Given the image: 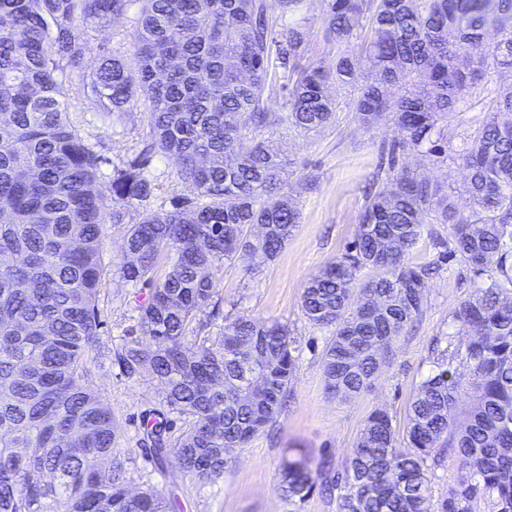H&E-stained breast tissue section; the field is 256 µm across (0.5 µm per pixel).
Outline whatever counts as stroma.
Instances as JSON below:
<instances>
[{
  "mask_svg": "<svg viewBox=\"0 0 512 512\" xmlns=\"http://www.w3.org/2000/svg\"><path fill=\"white\" fill-rule=\"evenodd\" d=\"M132 17L124 15L105 29L87 32L89 50L84 74H92L102 52L131 54ZM68 120L79 136L120 163L135 153L149 131L148 103L135 102L126 131L104 130L82 81L64 86ZM398 133L383 122L365 127L349 103H342L336 123L311 138L289 137L283 147L292 165L288 189L299 201L301 217L292 238L271 261L247 256L219 262L215 269L219 315L199 313L193 325L198 337L219 335L227 316L244 314L286 325L297 340V367L285 407L276 422L255 437L214 484H203L171 466H159L145 445L144 426L160 410V390L148 372L126 375L118 353L138 340L137 307L148 287L123 283L117 268L122 261L123 225L102 230L103 274L97 308L102 321L100 339L86 361L87 382L101 393L118 426L116 448L127 459L129 486H148L177 501L175 512H336L335 498L313 493L292 504L279 490L281 464L286 456L305 455L327 461L331 469L344 465L369 414L385 409L397 437H404L408 407L423 380L434 370L438 352L434 341L460 335L453 313L464 295V271L452 258L440 256L435 239H452L449 224L424 225L419 244L407 257L411 265H431L438 272L428 281V306L416 332L402 339L375 387L348 403L326 390L321 357L328 334L309 325L301 311L307 281L338 260L354 240L366 201V190L378 169L387 165ZM401 165L418 169L444 182L459 210L470 208L463 191L466 172L460 161L437 167L416 153L400 154Z\"/></svg>",
  "mask_w": 512,
  "mask_h": 512,
  "instance_id": "obj_1",
  "label": "stroma"
}]
</instances>
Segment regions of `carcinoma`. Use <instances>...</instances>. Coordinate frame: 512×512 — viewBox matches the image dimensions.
I'll use <instances>...</instances> for the list:
<instances>
[{
	"label": "carcinoma",
	"instance_id": "carcinoma-1",
	"mask_svg": "<svg viewBox=\"0 0 512 512\" xmlns=\"http://www.w3.org/2000/svg\"><path fill=\"white\" fill-rule=\"evenodd\" d=\"M276 2L288 23L269 15L266 0H0V255L9 258L0 264V512H171L154 488L126 491L112 411L83 383L102 325L105 224L126 225L120 278L150 288L138 328L154 349L125 347L122 368L151 371L164 405L190 418L177 437L162 411L146 426L159 463L216 482L275 421L296 368L287 327L237 315L193 347L186 334L216 305L215 263L242 252L271 260L292 236L299 209L286 161L263 134L319 132L335 118L334 85L357 87L361 122L388 120L401 139L356 239L301 297L306 320L330 331L326 389L341 402L371 389L422 321L433 268L406 257L432 218L456 225L452 243L435 245L470 273L454 312L465 342L448 343V364L422 382L408 447L376 409L342 470L289 457L281 492L302 501L320 473L336 512H431L429 474L454 457L458 476L436 512H512V0H319L334 63L304 68L311 4ZM134 6L133 58L102 55L86 84L114 133L138 96L149 101V138L114 165L69 124L63 87L84 78L87 30ZM279 69L288 98L273 112L266 89ZM475 100L490 117L461 156L473 202L462 214L441 186L397 165L396 153L447 162L443 121ZM157 156L188 194L147 210ZM103 164L112 166L105 176ZM253 345L265 353L261 402L243 395ZM458 358L464 373L451 369Z\"/></svg>",
	"mask_w": 512,
	"mask_h": 512
}]
</instances>
